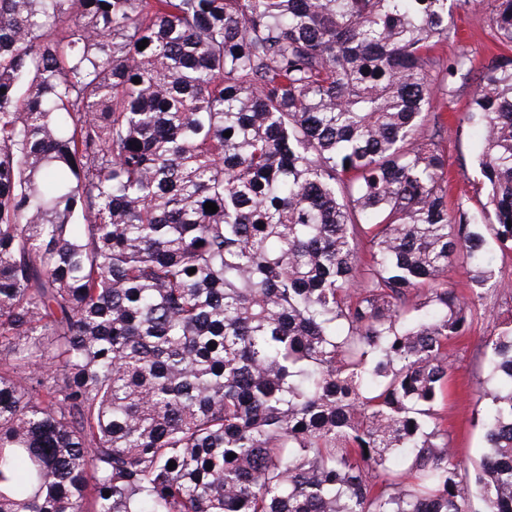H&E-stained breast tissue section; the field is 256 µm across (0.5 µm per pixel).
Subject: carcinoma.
Masks as SVG:
<instances>
[{
    "instance_id": "carcinoma-1",
    "label": "carcinoma",
    "mask_w": 512,
    "mask_h": 512,
    "mask_svg": "<svg viewBox=\"0 0 512 512\" xmlns=\"http://www.w3.org/2000/svg\"><path fill=\"white\" fill-rule=\"evenodd\" d=\"M468 2L0 0V512H512V316L474 471L443 415L512 293V54L448 205ZM448 92L447 98L439 96L437 110L442 113L443 121L448 128L445 134L444 148L448 155V178L451 192L449 201L459 196L472 195V179L475 175L474 161L479 149L478 134L473 133L469 125L462 121L470 107L476 89L474 78H458ZM485 305L486 309L475 315L471 331L449 348L452 382L446 406L448 433L457 456L469 464L471 472L483 452L481 431L472 415L473 391L485 376L481 343L497 329L501 318L512 313V294H492Z\"/></svg>"
}]
</instances>
